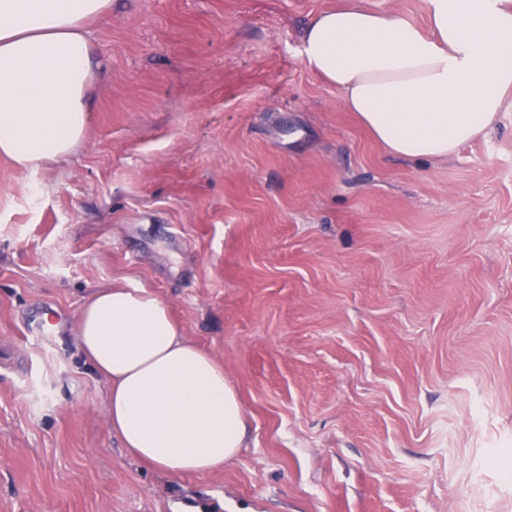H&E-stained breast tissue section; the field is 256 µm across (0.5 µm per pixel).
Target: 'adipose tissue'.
<instances>
[{
  "label": "adipose tissue",
  "instance_id": "obj_1",
  "mask_svg": "<svg viewBox=\"0 0 512 512\" xmlns=\"http://www.w3.org/2000/svg\"><path fill=\"white\" fill-rule=\"evenodd\" d=\"M428 26L349 5L303 36L310 68L392 154L436 159L487 135L512 93V0H428ZM111 0H0V156L32 171L69 161L90 121V21ZM74 339L108 385L111 429L177 478L223 467L245 413L223 364L145 288L94 292Z\"/></svg>",
  "mask_w": 512,
  "mask_h": 512
}]
</instances>
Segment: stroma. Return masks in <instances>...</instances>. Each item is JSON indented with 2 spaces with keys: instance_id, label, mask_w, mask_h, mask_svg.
<instances>
[{
  "instance_id": "1",
  "label": "stroma",
  "mask_w": 512,
  "mask_h": 512,
  "mask_svg": "<svg viewBox=\"0 0 512 512\" xmlns=\"http://www.w3.org/2000/svg\"><path fill=\"white\" fill-rule=\"evenodd\" d=\"M344 3L112 0L73 158H0V512H512V101L450 157L390 154L302 52ZM115 284L223 362L222 469L112 434L72 330Z\"/></svg>"
}]
</instances>
